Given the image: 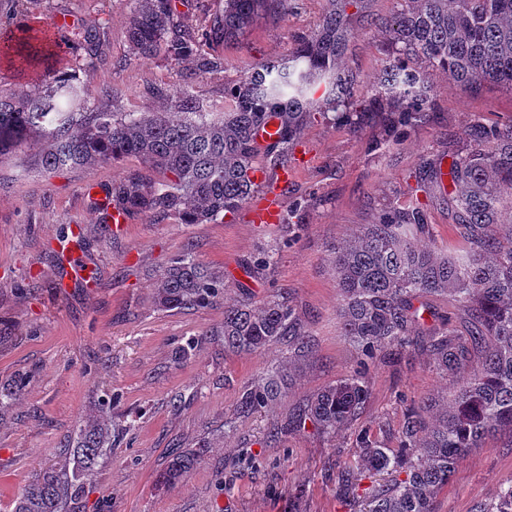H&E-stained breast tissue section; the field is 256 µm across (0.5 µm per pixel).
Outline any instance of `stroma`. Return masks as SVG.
Masks as SVG:
<instances>
[{
    "mask_svg": "<svg viewBox=\"0 0 512 512\" xmlns=\"http://www.w3.org/2000/svg\"><path fill=\"white\" fill-rule=\"evenodd\" d=\"M131 7L130 0H21L14 20L46 23L72 14L87 26L107 22L106 45L91 78L98 104L115 112H159L167 105L162 90L177 84L189 66L132 54L125 37ZM399 7L398 0H366L354 19L360 34L345 61L362 85L392 59L381 24ZM326 10V0H290L284 14L257 19L237 43L225 45L223 72L194 79L195 95L210 111H223L226 84L263 61L285 57L297 36L318 29ZM47 66L70 73L78 61L63 52L48 64L20 70L0 54V89L30 92ZM426 80L435 110L390 146L379 145L378 127L356 130L329 117L312 120L300 140L310 161L285 191L287 221L276 228L254 224L247 204L211 224L137 216L115 236L84 188L123 179L139 168L137 159L48 173L37 145L0 157V386L17 374H36L0 412V512H13L37 473L71 468L67 437L107 393L120 399L125 430L88 476L76 512H97L103 504L112 512H294L292 493L299 487L306 491L303 512H361L367 488L387 477L362 479L341 495L327 469L333 463L354 466L351 431L330 438L309 429L288 434L274 448L264 439L305 398L357 367L338 329L331 260L339 243L360 225L375 223L382 209L418 203L434 250L450 254L460 247L448 197L426 179L425 167L469 146L475 117L489 125L512 123V92L487 84L467 93L432 69ZM73 224L83 227L82 253L97 280L59 292L54 283L68 267L59 241ZM186 248L223 276L231 299L287 296L310 332L313 353L272 409L237 419L238 392L269 363L287 360V343L245 354L225 351L215 340L186 363H174L177 344L224 321L220 303L171 311L154 305L157 278ZM267 252L275 261L264 266L260 259ZM369 381L370 399L357 424L390 448L397 445L408 401L439 400L453 388L418 350L398 362L374 359ZM233 418L236 431L225 433V421ZM203 440L212 447L184 481L160 486L157 474L172 455ZM510 478L512 433L501 431L459 461L436 496L435 512H474Z\"/></svg>",
    "mask_w": 512,
    "mask_h": 512,
    "instance_id": "obj_1",
    "label": "stroma"
}]
</instances>
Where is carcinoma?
<instances>
[{
	"mask_svg": "<svg viewBox=\"0 0 512 512\" xmlns=\"http://www.w3.org/2000/svg\"><path fill=\"white\" fill-rule=\"evenodd\" d=\"M126 34L133 53L163 56L193 64V75L224 70L220 46L237 39L260 16H278L288 0H224V11L191 30L173 0H132ZM363 0H328L319 29L298 39L288 55L251 69L224 86L231 108L207 111L192 79L173 89L174 109L161 112H112L92 101L88 81L101 57V33L86 29L68 47L79 53L83 76L47 70L33 93L0 90V156L31 140L41 143L47 172L73 166L138 159L139 169L102 187L107 205L127 216L174 218L182 224L223 220L246 204L260 187L253 173L288 166L294 144L314 115L332 112L358 128L367 115L385 131L383 145L426 116L430 98L425 71L408 57L439 69L466 91L483 82L512 89V0H403L385 23L395 60L363 95L344 63L355 37L347 8ZM11 63L24 68L57 54L62 44L50 29L15 25ZM322 94H317L319 89ZM281 119L278 140L266 147L255 134L268 114ZM474 147L450 155L448 172L431 168L435 181L448 176V205L462 249L441 255L420 244L427 219L419 207L389 209L374 224L336 247L333 269L340 292L339 330L368 365L382 351L417 346L428 352L432 368L454 382L450 400L409 406L399 443L388 448L366 430L354 431L360 469L391 472L397 478L367 497L365 512H434V500L448 486L458 461L496 432H512V125L475 123ZM223 277L192 253L174 255L153 288L162 310L205 307L224 298ZM446 296L464 315L430 311L429 300ZM434 323L425 324L424 314ZM216 335L234 353L261 351L288 339V363L269 366L244 387L237 416L269 410L291 387L292 368L311 353L310 334L295 309L278 296L224 306V325ZM205 331L180 345L175 361L189 360L207 343ZM18 378L0 387V409L30 383ZM369 398L365 372L357 371L310 396L298 409L293 429L326 436L351 427ZM117 397L101 400L70 436L74 467L46 469L35 475L15 512H68L84 489V478L103 452L116 445ZM211 447L179 452L158 475L164 487L178 485ZM476 512H512V478Z\"/></svg>",
	"mask_w": 512,
	"mask_h": 512,
	"instance_id": "obj_1",
	"label": "carcinoma"
}]
</instances>
